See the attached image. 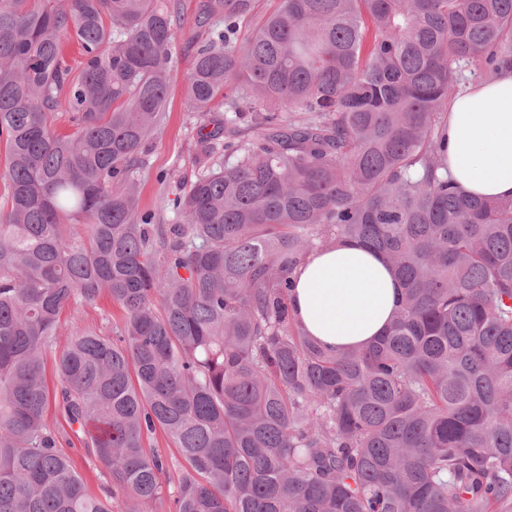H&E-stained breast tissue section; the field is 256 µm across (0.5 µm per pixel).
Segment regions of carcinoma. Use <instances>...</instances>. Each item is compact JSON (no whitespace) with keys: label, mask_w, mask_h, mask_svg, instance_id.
Returning <instances> with one entry per match:
<instances>
[{"label":"carcinoma","mask_w":512,"mask_h":512,"mask_svg":"<svg viewBox=\"0 0 512 512\" xmlns=\"http://www.w3.org/2000/svg\"><path fill=\"white\" fill-rule=\"evenodd\" d=\"M275 2L198 0L199 170L167 223L138 174L181 0H0V512H512V199L459 190L445 148L450 93L512 69V0ZM341 241L402 288L346 353L290 305ZM103 293L116 336L71 328L49 388L63 311ZM47 424L57 437L58 448H62L74 460L78 472L85 481L88 492L99 495L100 487L105 479L95 465L93 458L87 455L82 438L71 431L69 424L54 408L49 409Z\"/></svg>","instance_id":"obj_1"}]
</instances>
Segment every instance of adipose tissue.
<instances>
[{"label":"adipose tissue","instance_id":"ef3b65f1","mask_svg":"<svg viewBox=\"0 0 512 512\" xmlns=\"http://www.w3.org/2000/svg\"><path fill=\"white\" fill-rule=\"evenodd\" d=\"M448 170L465 193L512 197V71L468 85L448 106ZM291 304L305 333L333 350L381 336L401 289L385 259L348 242L308 254L293 274Z\"/></svg>","mask_w":512,"mask_h":512}]
</instances>
